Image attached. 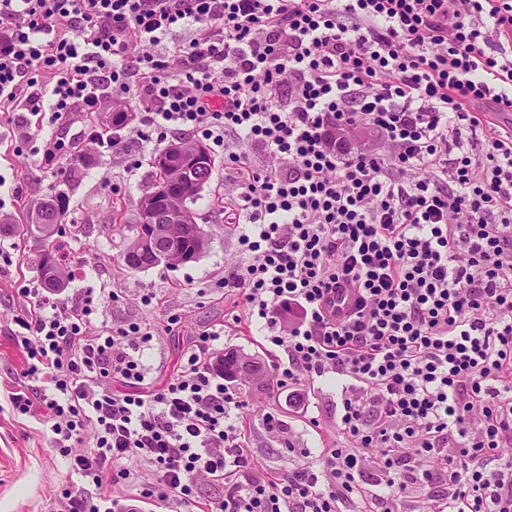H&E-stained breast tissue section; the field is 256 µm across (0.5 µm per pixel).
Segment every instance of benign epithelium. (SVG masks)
Returning <instances> with one entry per match:
<instances>
[{"mask_svg":"<svg viewBox=\"0 0 512 512\" xmlns=\"http://www.w3.org/2000/svg\"><path fill=\"white\" fill-rule=\"evenodd\" d=\"M159 165L167 177L155 180L140 205L137 222L150 229L146 239H132L134 254L149 252L161 263L179 265L201 256L207 244L204 230L198 231L197 250L191 256L174 251L171 241L182 233V225L196 223L194 212L185 205L187 194L175 191L180 185L196 189L207 185L213 174V163L206 146L194 140H180L170 144L158 156Z\"/></svg>","mask_w":512,"mask_h":512,"instance_id":"benign-epithelium-1","label":"benign epithelium"}]
</instances>
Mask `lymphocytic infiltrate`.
Masks as SVG:
<instances>
[{"instance_id": "1", "label": "lymphocytic infiltrate", "mask_w": 512, "mask_h": 512, "mask_svg": "<svg viewBox=\"0 0 512 512\" xmlns=\"http://www.w3.org/2000/svg\"><path fill=\"white\" fill-rule=\"evenodd\" d=\"M184 27L189 42L159 50ZM511 35L512 0H0V112L55 122L108 90L141 140L193 131L223 149L246 257L226 294L283 350L274 388L341 383L340 446L258 480L221 330L149 390L143 352L177 317L94 331L93 293L25 280L11 335L28 383L8 398L92 488L54 512H129L113 490L140 464L142 497L165 503L204 479L218 512H388L400 463L447 487L446 512H512V131L485 118L512 109ZM351 125L390 153L337 143ZM342 289L356 302L340 316ZM368 455L376 492L358 482Z\"/></svg>"}]
</instances>
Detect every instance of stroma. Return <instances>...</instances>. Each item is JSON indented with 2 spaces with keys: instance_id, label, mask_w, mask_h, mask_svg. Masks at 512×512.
<instances>
[{
  "instance_id": "35a3bbf8",
  "label": "stroma",
  "mask_w": 512,
  "mask_h": 512,
  "mask_svg": "<svg viewBox=\"0 0 512 512\" xmlns=\"http://www.w3.org/2000/svg\"><path fill=\"white\" fill-rule=\"evenodd\" d=\"M138 123L131 120L113 130L117 149L94 147L89 143L90 127L85 112L69 113L63 120L38 121L24 107H17L12 123L0 125V221L14 222L53 192H65L70 200L68 223L78 233L61 241L71 253L75 275L63 291L64 297L93 289L101 299L93 326L120 327L130 322H159L175 314L180 326L153 341L143 360L147 383L160 387L180 363L196 336L224 325L228 313L243 314L232 296L226 295L224 278L244 263L238 243V228L224 221V193L230 182L224 168L223 152H215L212 180L200 192L193 210L205 229L209 245L198 260L170 268L159 265L144 271H129L121 254L127 243L120 227L133 223L137 204L153 183V157L162 151V140L141 141ZM48 137L64 141L66 153L58 164L46 165L32 153L34 145ZM92 151L94 163L85 177L65 182L63 171L71 157ZM12 265L0 264V512H50L62 489L88 494L89 485L68 480L69 462L51 448L49 438L34 417L13 411L9 391L23 381L25 354L11 339L13 318L22 301L18 281L39 277L41 244L35 237L18 239ZM156 293L160 304L145 306L144 294ZM223 351H235L256 358L270 367L280 349L267 342L257 328L240 323L226 327L221 339ZM245 405L237 415L247 445L254 457L255 476L290 474L297 465L288 447L318 451L340 442L341 392L336 377L316 383L303 403L278 398L268 377L246 374L237 378ZM282 422L277 433L268 432L267 415Z\"/></svg>"
}]
</instances>
